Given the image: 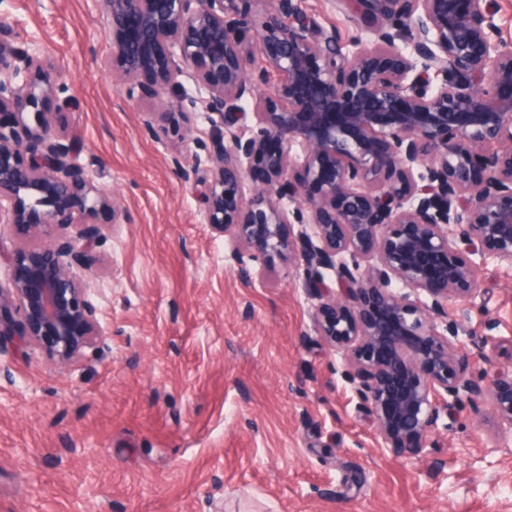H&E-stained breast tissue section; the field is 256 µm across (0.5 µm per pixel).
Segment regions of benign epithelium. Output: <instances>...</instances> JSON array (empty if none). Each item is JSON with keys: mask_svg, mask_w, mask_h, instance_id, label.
<instances>
[{"mask_svg": "<svg viewBox=\"0 0 512 512\" xmlns=\"http://www.w3.org/2000/svg\"><path fill=\"white\" fill-rule=\"evenodd\" d=\"M99 2L105 67L139 92L146 125L167 109L207 115L205 154L172 163L240 276L263 279L254 262L285 254L313 288L320 269L336 273L341 294L316 307L315 331L382 443L423 456L448 407L484 397L512 430V369L460 353L445 309L477 292V261L512 266V46L489 0H358L369 38L347 53L304 0L261 14L251 0ZM49 99L76 111L59 72L1 23L0 213L34 236L70 234L56 248L0 247L12 269L0 310L22 316L18 349L67 365L110 340L89 288L104 232L82 218L122 211L56 131Z\"/></svg>", "mask_w": 512, "mask_h": 512, "instance_id": "7a95c632", "label": "benign epithelium"}]
</instances>
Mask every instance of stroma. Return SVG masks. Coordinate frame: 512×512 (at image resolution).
Returning a JSON list of instances; mask_svg holds the SVG:
<instances>
[{"label": "stroma", "instance_id": "35a3bbf8", "mask_svg": "<svg viewBox=\"0 0 512 512\" xmlns=\"http://www.w3.org/2000/svg\"><path fill=\"white\" fill-rule=\"evenodd\" d=\"M343 44L363 36L354 0H305ZM57 67L78 108L58 131L125 214L105 230L91 298L108 348L55 364L18 351L16 309L0 311V512H512V434L486 400L441 417L425 456L386 450L314 331L320 295L281 259L241 279L224 239L170 159L192 166L209 125L178 113L146 125L104 60L97 0H0ZM448 302L459 347L486 337L512 367V268L476 270Z\"/></svg>", "mask_w": 512, "mask_h": 512}]
</instances>
